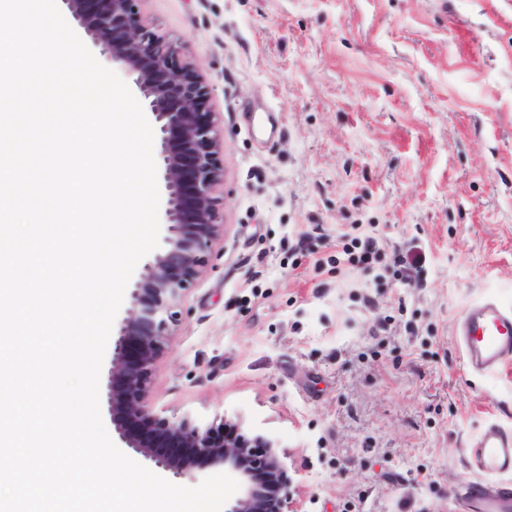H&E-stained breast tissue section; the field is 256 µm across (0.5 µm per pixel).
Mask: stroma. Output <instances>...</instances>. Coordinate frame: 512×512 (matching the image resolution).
Segmentation results:
<instances>
[{
	"label": "stroma",
	"instance_id": "1",
	"mask_svg": "<svg viewBox=\"0 0 512 512\" xmlns=\"http://www.w3.org/2000/svg\"><path fill=\"white\" fill-rule=\"evenodd\" d=\"M140 11L224 132L225 232L152 371L155 411L272 438L287 512H458L469 442L512 428V362L471 374L455 334L482 298L512 307V0ZM343 234L376 236L379 263L337 258Z\"/></svg>",
	"mask_w": 512,
	"mask_h": 512
}]
</instances>
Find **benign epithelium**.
Returning a JSON list of instances; mask_svg holds the SVG:
<instances>
[{
  "label": "benign epithelium",
  "instance_id": "benign-epithelium-1",
  "mask_svg": "<svg viewBox=\"0 0 512 512\" xmlns=\"http://www.w3.org/2000/svg\"><path fill=\"white\" fill-rule=\"evenodd\" d=\"M62 2L78 21L92 5L93 44L107 63L133 76L160 134L164 247L144 266L131 308L110 338L105 411L113 431L128 452L174 478L218 466L236 474L240 491L225 512H286L288 475L271 440L224 416L206 425L162 417L149 398L153 366L177 323L174 308L224 232L214 196L224 181V140L218 113L207 109L209 88L186 61L181 43L145 23L141 0Z\"/></svg>",
  "mask_w": 512,
  "mask_h": 512
}]
</instances>
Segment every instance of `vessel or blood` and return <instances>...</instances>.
Masks as SVG:
<instances>
[{
    "label": "vessel or blood",
    "mask_w": 512,
    "mask_h": 512,
    "mask_svg": "<svg viewBox=\"0 0 512 512\" xmlns=\"http://www.w3.org/2000/svg\"><path fill=\"white\" fill-rule=\"evenodd\" d=\"M458 334L467 368L477 374L512 361V308L484 298L464 314ZM474 478L456 492L460 512H512V429L488 424L469 445Z\"/></svg>",
    "instance_id": "vessel-or-blood-1"
}]
</instances>
